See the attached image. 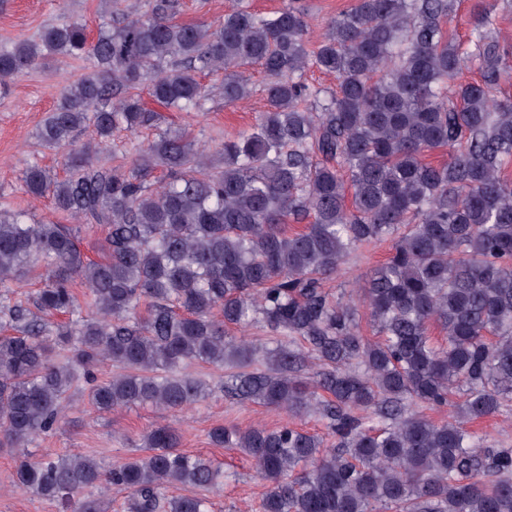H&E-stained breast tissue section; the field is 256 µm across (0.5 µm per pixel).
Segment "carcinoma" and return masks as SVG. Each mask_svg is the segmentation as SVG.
Returning a JSON list of instances; mask_svg holds the SVG:
<instances>
[{
    "label": "carcinoma",
    "instance_id": "obj_1",
    "mask_svg": "<svg viewBox=\"0 0 512 512\" xmlns=\"http://www.w3.org/2000/svg\"><path fill=\"white\" fill-rule=\"evenodd\" d=\"M176 9L149 0L144 12H115L94 38L66 20L0 44V92L48 60H94L38 130L44 147H72L67 175L33 161L23 182L31 197L107 229L106 257L94 261L74 229L0 211V286L45 271L29 299L0 297V447L18 453L14 486L70 512H100L85 491L103 483L128 493L127 512H209L204 497L167 495L224 478L213 460L180 450L168 424L142 436L145 454L112 464L25 452L63 422L79 382L100 413L181 411L211 394L185 371L201 362L241 368L220 382L226 395L314 413L331 436L326 447L288 424L211 431L268 483L260 512H512V448L469 427L512 414V99L493 96L512 65L484 0L470 52L444 30L448 0H356L312 53L306 14L291 4L241 5L215 25L178 23ZM467 59L480 79L457 84ZM250 64L268 78V107L224 139L222 162L171 128L128 165L99 161L115 131L155 121L142 87L199 112L212 90L198 73L222 71L234 105L250 95ZM313 66L336 75V90L305 82ZM81 132L89 139L76 148ZM443 149L447 162L427 161ZM159 168L168 179L156 185ZM387 238L391 253L359 301L331 298L325 279ZM76 279L91 294L85 314ZM360 304L374 340L359 332ZM54 314L67 320L48 322ZM256 322L271 346L228 334ZM58 352L67 357L54 361ZM260 356L267 370H245ZM104 363L121 372L99 382ZM454 390L463 400L448 421L421 413Z\"/></svg>",
    "mask_w": 512,
    "mask_h": 512
}]
</instances>
